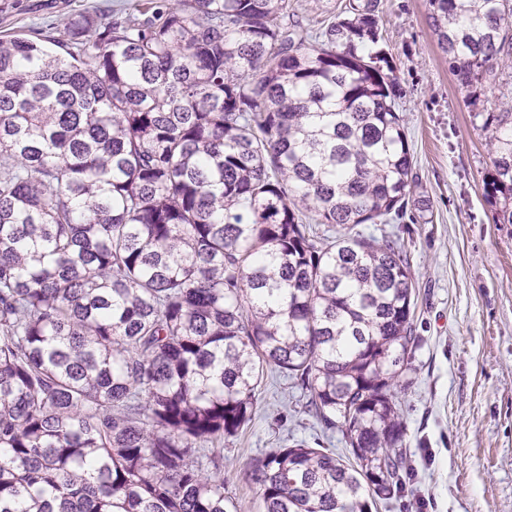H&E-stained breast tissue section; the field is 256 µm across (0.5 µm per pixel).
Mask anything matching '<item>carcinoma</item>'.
Listing matches in <instances>:
<instances>
[{"instance_id": "carcinoma-1", "label": "carcinoma", "mask_w": 512, "mask_h": 512, "mask_svg": "<svg viewBox=\"0 0 512 512\" xmlns=\"http://www.w3.org/2000/svg\"><path fill=\"white\" fill-rule=\"evenodd\" d=\"M380 0H135L0 37V512H231L224 436L265 370L304 440L246 471L260 512H372L408 473L415 288L390 236L414 156ZM478 99L512 0H428ZM512 224V104L476 112ZM347 232L332 237L314 225Z\"/></svg>"}]
</instances>
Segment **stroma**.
<instances>
[{
    "label": "stroma",
    "instance_id": "stroma-1",
    "mask_svg": "<svg viewBox=\"0 0 512 512\" xmlns=\"http://www.w3.org/2000/svg\"><path fill=\"white\" fill-rule=\"evenodd\" d=\"M117 0H0V36L48 29ZM428 0H381L379 28L401 89L397 108L414 154L401 222L361 224L400 239L416 289L417 336L400 395L409 473L403 494L377 512H512V224L495 221L483 194L488 132L472 112H497L506 84L471 101L429 25ZM351 461L339 430H322L301 390L269 377L251 420L224 439V495L232 512H259L244 471L289 439Z\"/></svg>",
    "mask_w": 512,
    "mask_h": 512
}]
</instances>
